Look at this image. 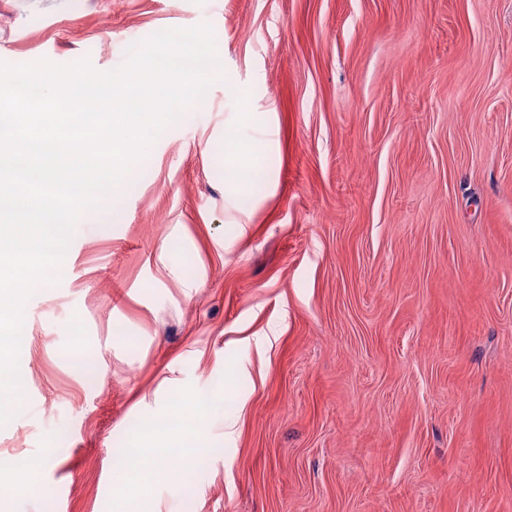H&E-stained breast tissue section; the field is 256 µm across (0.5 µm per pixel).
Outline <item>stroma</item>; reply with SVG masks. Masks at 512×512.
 Returning a JSON list of instances; mask_svg holds the SVG:
<instances>
[{
    "mask_svg": "<svg viewBox=\"0 0 512 512\" xmlns=\"http://www.w3.org/2000/svg\"><path fill=\"white\" fill-rule=\"evenodd\" d=\"M202 23L225 81L23 306L0 475L44 493L0 512H117L143 422L199 394L158 512H512V0H0V62ZM228 112L278 129L239 210Z\"/></svg>",
    "mask_w": 512,
    "mask_h": 512,
    "instance_id": "obj_1",
    "label": "stroma"
}]
</instances>
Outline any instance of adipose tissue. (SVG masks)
Masks as SVG:
<instances>
[{"label": "adipose tissue", "instance_id": "obj_1", "mask_svg": "<svg viewBox=\"0 0 512 512\" xmlns=\"http://www.w3.org/2000/svg\"><path fill=\"white\" fill-rule=\"evenodd\" d=\"M277 135L273 126H251L249 113H225L224 202L228 208H237L250 187L251 177L264 175L263 161L276 143ZM202 429L199 421L192 427L175 430H160L156 425H149L142 439L130 448L125 467L114 471V481L124 485L137 475L151 472L155 461L175 450L183 456H193L201 446Z\"/></svg>", "mask_w": 512, "mask_h": 512}]
</instances>
